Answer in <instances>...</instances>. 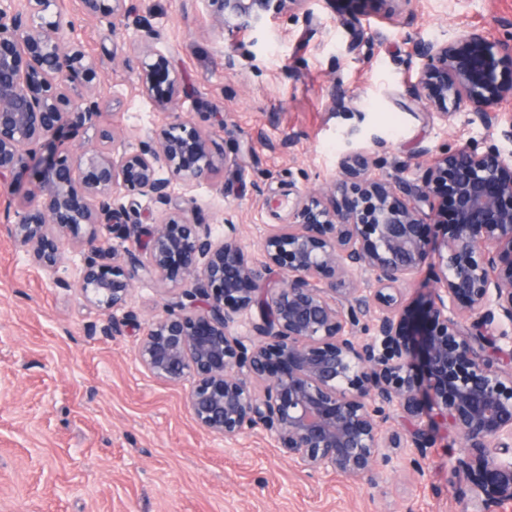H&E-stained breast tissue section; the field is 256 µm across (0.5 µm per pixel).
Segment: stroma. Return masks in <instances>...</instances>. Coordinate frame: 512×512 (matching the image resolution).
I'll list each match as a JSON object with an SVG mask.
<instances>
[{
  "instance_id": "stroma-1",
  "label": "stroma",
  "mask_w": 512,
  "mask_h": 512,
  "mask_svg": "<svg viewBox=\"0 0 512 512\" xmlns=\"http://www.w3.org/2000/svg\"><path fill=\"white\" fill-rule=\"evenodd\" d=\"M57 4L100 65L99 121L114 128L116 150L136 148L174 112L210 130L224 178L174 193L195 198L192 219L214 238L232 220L256 262L273 221L264 198L290 184L325 186L347 146L369 147L368 132L387 142L388 173L449 145L512 152L501 135L512 127V101L490 130L465 106L442 116L407 94L419 69L414 43L468 28L501 37L512 0H403L391 22L380 18L381 0H310L234 40L207 0H134L161 33L149 46L135 29L113 31L87 15L82 0ZM148 49L182 79L163 108L141 91ZM88 253L67 244L66 282L56 284L0 232V512H474L470 478L448 453L457 436L429 417L422 425L434 446L423 473L387 469L372 484L303 470L258 428L233 442L200 429L187 387L156 381L136 360L178 287L135 280L122 334L102 335L107 313L76 289Z\"/></svg>"
}]
</instances>
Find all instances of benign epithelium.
Masks as SVG:
<instances>
[{"label":"benign epithelium","mask_w":512,"mask_h":512,"mask_svg":"<svg viewBox=\"0 0 512 512\" xmlns=\"http://www.w3.org/2000/svg\"><path fill=\"white\" fill-rule=\"evenodd\" d=\"M231 37L263 28L309 0H208ZM56 0L0 4V186L18 195L0 228L56 283L65 282L63 249L85 240L77 289L81 298L115 314L133 281L145 274L190 282L142 337L136 358L151 377L190 383L197 425L233 439L261 428L299 465L372 480L410 449L423 471L429 412L461 440L456 466L472 479L477 512L512 499V153L470 142L444 148L422 176L404 162L378 172L367 151L347 149L336 180L313 191L293 188L275 206L286 218L270 224L263 260L253 262L232 222L224 238L189 221L196 201L178 200L173 183L212 178L211 133L178 113L149 131L138 149L117 156L115 133L99 124L94 94L97 62L71 36L72 22ZM86 14L111 30L135 25L145 44L160 39L125 0H83ZM420 61L411 98L430 108L463 103L487 127L498 124L512 85L496 81L490 62L512 60V33L489 39L466 30L443 44L417 42ZM166 85L168 104L179 77L158 54L143 66L142 92ZM93 129L100 147L77 151L70 137ZM23 170L37 184L17 183ZM457 222L441 232L443 190ZM150 199L163 219L122 252L97 245L108 224L118 235ZM129 199L128 204L119 199ZM427 269V306L418 316L400 285ZM278 274L283 285L271 284ZM246 315L252 335L237 332ZM401 431L385 435L384 425Z\"/></svg>","instance_id":"7a95c632"}]
</instances>
